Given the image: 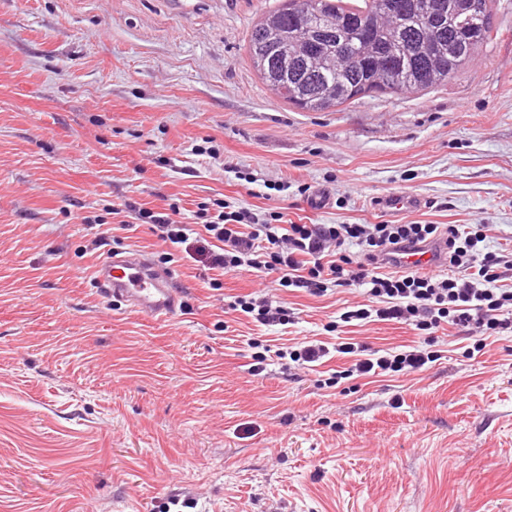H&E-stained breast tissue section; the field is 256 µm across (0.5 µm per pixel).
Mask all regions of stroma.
I'll use <instances>...</instances> for the list:
<instances>
[{
	"mask_svg": "<svg viewBox=\"0 0 512 512\" xmlns=\"http://www.w3.org/2000/svg\"><path fill=\"white\" fill-rule=\"evenodd\" d=\"M281 0H0V512H512V333L445 324L424 371L327 381L338 344H422L343 322L361 287L312 295L209 267L202 207L264 220L480 224L512 259V0L448 83L326 112L275 95L247 53ZM330 199L309 208L314 192ZM192 225L174 259L139 210ZM139 249L181 308L101 297ZM272 290L264 326L232 307ZM319 340L307 369L285 358ZM378 199V208L395 216L417 210L423 204V199L412 192L390 193Z\"/></svg>",
	"mask_w": 512,
	"mask_h": 512,
	"instance_id": "stroma-1",
	"label": "stroma"
}]
</instances>
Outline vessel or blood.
I'll use <instances>...</instances> for the list:
<instances>
[{
  "instance_id": "obj_1",
  "label": "vessel or blood",
  "mask_w": 512,
  "mask_h": 512,
  "mask_svg": "<svg viewBox=\"0 0 512 512\" xmlns=\"http://www.w3.org/2000/svg\"><path fill=\"white\" fill-rule=\"evenodd\" d=\"M422 204V198L415 193L396 192L380 197L377 206L383 212L399 216L419 209ZM439 264L431 250L407 252L397 262L398 268L421 271L435 269ZM94 274L104 297L124 301L131 308L158 319L177 312L179 302L169 280L149 269L137 250L109 257L96 267Z\"/></svg>"
}]
</instances>
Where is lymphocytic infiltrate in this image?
<instances>
[{"label": "lymphocytic infiltrate", "instance_id": "1", "mask_svg": "<svg viewBox=\"0 0 512 512\" xmlns=\"http://www.w3.org/2000/svg\"><path fill=\"white\" fill-rule=\"evenodd\" d=\"M205 230L221 245L210 256L212 268L273 273L279 286L313 295L331 286H362L368 305L343 313V321L395 319L423 336L422 349L356 358L348 369L352 375L421 371L438 358L435 334L445 320L473 336L478 351L488 336L512 331V320L500 316L512 306V290L495 286L503 260L470 224H261L246 212L225 209ZM441 245L448 249L447 274L388 270L399 253Z\"/></svg>", "mask_w": 512, "mask_h": 512}]
</instances>
